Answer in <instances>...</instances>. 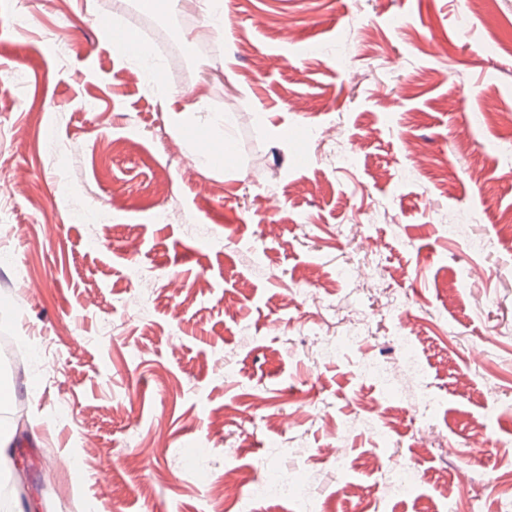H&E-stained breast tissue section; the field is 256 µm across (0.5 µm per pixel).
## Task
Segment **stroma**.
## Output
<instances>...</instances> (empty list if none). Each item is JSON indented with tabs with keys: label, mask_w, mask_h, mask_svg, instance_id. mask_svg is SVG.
<instances>
[{
	"label": "stroma",
	"mask_w": 512,
	"mask_h": 512,
	"mask_svg": "<svg viewBox=\"0 0 512 512\" xmlns=\"http://www.w3.org/2000/svg\"><path fill=\"white\" fill-rule=\"evenodd\" d=\"M139 4L0 0V336L25 342L31 376L0 382L40 421L20 442L35 512H215L228 469L303 485L292 500L242 491L230 512H498L512 478V237L495 222L512 211V0H224L211 56L196 51L203 16L182 24L167 0L154 19L183 50L153 45L167 105L112 41ZM223 143L222 166L193 165ZM170 206L179 219L161 220ZM364 258L384 270L360 299L374 330L320 358L321 312L293 290L307 280L354 306L336 268ZM135 266L154 278L143 316L116 303L137 293ZM400 328L425 379L397 375L383 402L355 364L397 367ZM424 393L437 405L423 419ZM371 403L393 421L379 445ZM376 449L418 470L411 493L389 497Z\"/></svg>",
	"instance_id": "stroma-1"
}]
</instances>
